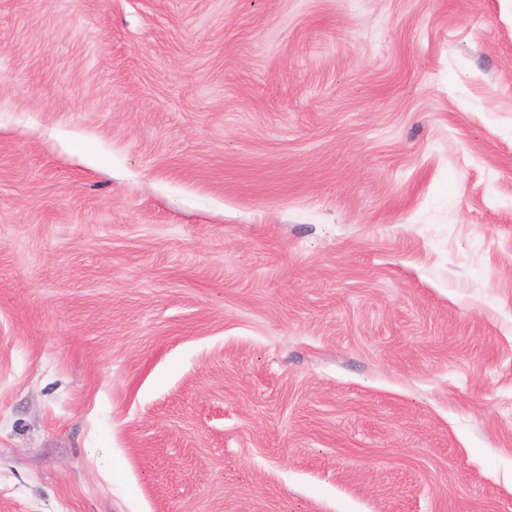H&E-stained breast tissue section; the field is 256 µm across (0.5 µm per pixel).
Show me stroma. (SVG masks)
<instances>
[{"label": "stroma", "instance_id": "35a3bbf8", "mask_svg": "<svg viewBox=\"0 0 512 512\" xmlns=\"http://www.w3.org/2000/svg\"><path fill=\"white\" fill-rule=\"evenodd\" d=\"M0 512H512V0H0Z\"/></svg>", "mask_w": 512, "mask_h": 512}]
</instances>
